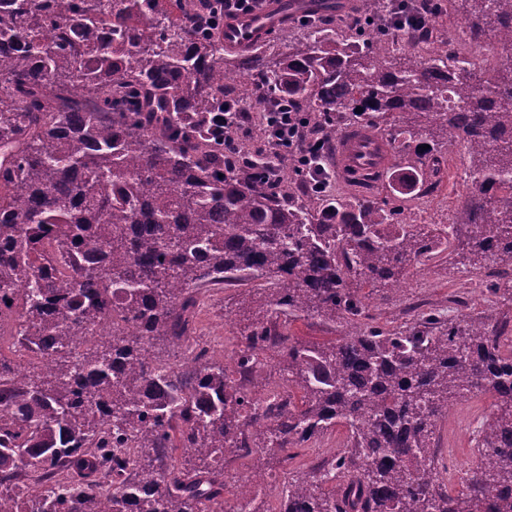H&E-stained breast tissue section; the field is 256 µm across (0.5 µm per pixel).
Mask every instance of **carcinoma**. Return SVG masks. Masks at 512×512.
Segmentation results:
<instances>
[{"instance_id":"obj_1","label":"carcinoma","mask_w":512,"mask_h":512,"mask_svg":"<svg viewBox=\"0 0 512 512\" xmlns=\"http://www.w3.org/2000/svg\"><path fill=\"white\" fill-rule=\"evenodd\" d=\"M459 2L470 39L494 35L506 61L480 74L441 49L388 62L363 29L319 23L282 58L226 56L221 0H0V309L50 358L21 373L0 356V512H213L217 458L286 462L337 426L344 451L318 479L289 478L281 512H512V323L431 309L385 328L361 293L398 295L443 253L464 251L465 269L512 259V0ZM242 75L261 82L228 95ZM272 90L307 102L327 144L333 112L390 128L412 192L440 173L436 139L463 141L471 187L454 223L469 233L413 223L394 191L298 204L261 160L224 169L214 114ZM49 241L70 272L45 258ZM203 282L255 285L235 367L246 377L273 350L288 386L263 408L206 349L179 371L152 351L188 335ZM304 315L347 332L302 343L288 325ZM100 325L70 379L67 345ZM482 392L500 408L476 439L492 463L453 494L417 450L435 447L449 398ZM174 437L193 460L177 473L160 465ZM496 487L510 495L489 504Z\"/></svg>"}]
</instances>
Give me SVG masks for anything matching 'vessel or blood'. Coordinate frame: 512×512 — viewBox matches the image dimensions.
Returning <instances> with one entry per match:
<instances>
[{
  "instance_id": "b4317fda",
  "label": "vessel or blood",
  "mask_w": 512,
  "mask_h": 512,
  "mask_svg": "<svg viewBox=\"0 0 512 512\" xmlns=\"http://www.w3.org/2000/svg\"><path fill=\"white\" fill-rule=\"evenodd\" d=\"M280 0H267L264 8L225 17L224 45L229 49L255 46L267 32L286 20ZM336 168L342 174L353 171L382 172L396 162L387 140L363 129H351L341 134L336 142Z\"/></svg>"
}]
</instances>
